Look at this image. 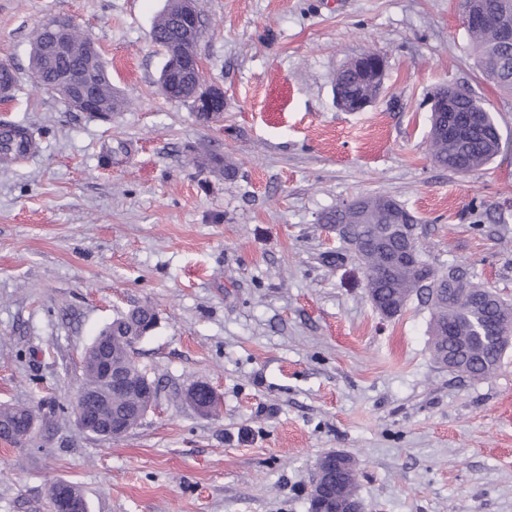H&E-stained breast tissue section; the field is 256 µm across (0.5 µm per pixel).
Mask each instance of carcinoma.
I'll list each match as a JSON object with an SVG mask.
<instances>
[{
    "instance_id": "1",
    "label": "carcinoma",
    "mask_w": 512,
    "mask_h": 512,
    "mask_svg": "<svg viewBox=\"0 0 512 512\" xmlns=\"http://www.w3.org/2000/svg\"><path fill=\"white\" fill-rule=\"evenodd\" d=\"M478 6L487 15V25L481 32L471 36L478 68L483 79L497 90L512 93V46L500 40V32L512 27V0H461V12ZM179 10L174 0L157 19L153 40L163 47L182 36V25L177 16ZM101 101L102 120L112 119V113L121 111L126 100L112 87L109 75L95 80ZM336 93L342 97L361 92L357 85V74L346 71L336 79ZM161 94L170 101L193 104L190 87L183 83L160 85ZM454 99V116L457 120L464 112H480L481 124L462 126L456 136L447 135L448 111L433 106L429 154L440 167L471 173L481 170L501 149L499 128L485 103L471 94L455 88H437L432 99L438 100L443 92ZM397 216L386 210V197L365 195L359 197V206L354 210L336 207L320 216V222L334 226L346 225V237L341 239L343 248L331 255L338 262L348 253H353L366 274V292H376L380 299L392 303L399 301L406 307L412 296H420L431 307L429 333L430 353L434 362L442 368L466 373L473 378H485L501 365L505 345L480 341L473 330L480 321L512 323V304L502 299L493 289L482 288V284L469 280L464 272H441L430 265L423 247L415 234L417 219L401 203H393ZM386 237L389 251H397L411 244L419 251V258L426 269L422 282L415 268L386 271L388 251L380 248L378 240ZM155 311L148 305L137 306L118 314L104 331L113 336L127 337L123 343L113 342L110 349L112 364L124 370L130 381L139 388L130 401L135 403L142 397L141 391L149 380L147 373L135 361L132 353L135 329H146L153 321ZM36 417L30 407L0 408V439L18 447L26 443L23 433L31 419Z\"/></svg>"
}]
</instances>
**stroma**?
<instances>
[{
  "label": "stroma",
  "instance_id": "stroma-1",
  "mask_svg": "<svg viewBox=\"0 0 512 512\" xmlns=\"http://www.w3.org/2000/svg\"><path fill=\"white\" fill-rule=\"evenodd\" d=\"M460 0H198L201 82L220 121L166 101L152 40L167 0H0V62L17 82L0 128L34 136L0 166V406H36L22 447L0 443V512H50L77 483L89 512H309L315 464L355 458L365 512H512V348L472 380L430 356V309L395 318L366 297L321 213L363 194L420 220L435 267L512 300V94L486 83ZM73 19L127 107L71 109L30 70L38 25ZM378 53L383 89L336 104L338 69ZM483 100L501 150L460 174L428 152L430 94ZM218 155L237 170L207 166ZM153 307L134 357L155 406L125 436L78 426L87 346L117 314ZM219 415L182 398L193 383Z\"/></svg>",
  "mask_w": 512,
  "mask_h": 512
}]
</instances>
